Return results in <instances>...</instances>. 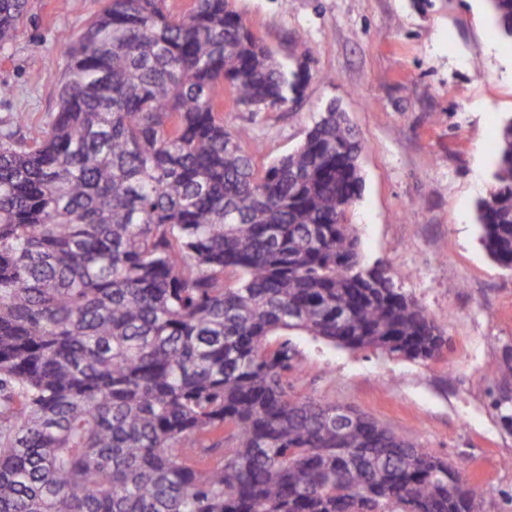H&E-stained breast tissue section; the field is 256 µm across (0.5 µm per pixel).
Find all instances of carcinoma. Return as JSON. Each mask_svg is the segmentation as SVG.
<instances>
[{"label":"carcinoma","mask_w":512,"mask_h":512,"mask_svg":"<svg viewBox=\"0 0 512 512\" xmlns=\"http://www.w3.org/2000/svg\"><path fill=\"white\" fill-rule=\"evenodd\" d=\"M490 4L512 39V0ZM27 5L0 0L1 50ZM301 88L231 0H105L47 127L0 129V512H479L448 460L291 393V331L424 362L448 346L362 260L345 114L262 167L225 120ZM495 150L478 221L512 269V120Z\"/></svg>","instance_id":"cac0c4a2"}]
</instances>
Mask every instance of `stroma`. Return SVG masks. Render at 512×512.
I'll use <instances>...</instances> for the list:
<instances>
[{"label":"stroma","mask_w":512,"mask_h":512,"mask_svg":"<svg viewBox=\"0 0 512 512\" xmlns=\"http://www.w3.org/2000/svg\"><path fill=\"white\" fill-rule=\"evenodd\" d=\"M276 58L305 76L301 95L229 125L254 123L258 162L288 154L328 105L364 148L349 222L366 263L446 332L428 363L350 350L297 333L293 392L354 407L447 458L479 487L481 512H512V269L486 252L476 202L493 184L492 146L512 118V40L488 0H232ZM101 0H28L0 50V121L29 112L45 127L57 71ZM481 67H474V60ZM334 73V81L323 78Z\"/></svg>","instance_id":"stroma-1"}]
</instances>
